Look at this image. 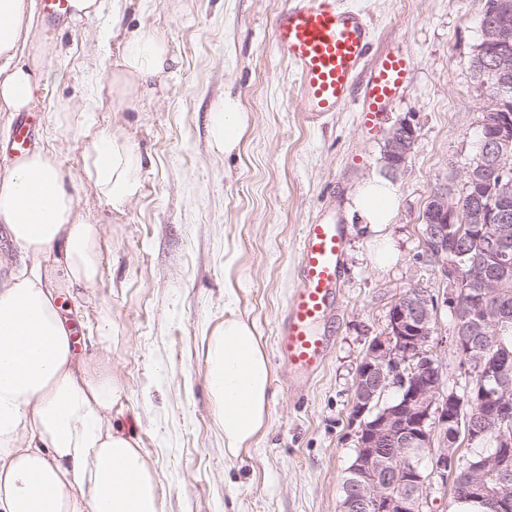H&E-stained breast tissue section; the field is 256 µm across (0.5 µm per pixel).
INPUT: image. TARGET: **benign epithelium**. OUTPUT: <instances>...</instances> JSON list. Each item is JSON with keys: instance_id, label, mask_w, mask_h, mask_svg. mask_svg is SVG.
Wrapping results in <instances>:
<instances>
[{"instance_id": "obj_1", "label": "benign epithelium", "mask_w": 512, "mask_h": 512, "mask_svg": "<svg viewBox=\"0 0 512 512\" xmlns=\"http://www.w3.org/2000/svg\"><path fill=\"white\" fill-rule=\"evenodd\" d=\"M477 66L490 71L496 81L480 80L485 111L495 114L492 134L481 133L479 148L485 162L459 170L466 187H478L493 169L503 185V194L512 186V111L507 95L512 87V5L504 4L494 19L480 25ZM416 140L413 123L403 120L385 140L383 159L390 172L398 174ZM423 244L436 274L445 284L442 297L428 294L412 285L391 305L384 335L375 337L359 366L352 406V426L357 439L356 461L352 467V496L342 512H424L430 478L448 480V464L457 457L456 433L458 396L447 391L442 370L430 348L437 333L441 307L461 311L459 288L466 278L479 288H497L512 276V206L476 205L462 218L477 231L493 232L494 243L485 250L486 261L466 262L465 248H456L457 237L449 235L459 216L455 197L448 188L432 192L424 211ZM454 257H448L449 251ZM477 319L467 311V323L454 329L453 343L461 357H471L493 341L498 332L490 331L489 321L501 322L507 310L489 306L485 296L476 299ZM398 391L390 403L376 402L379 392ZM480 414L490 422L512 418V383L497 379L495 387L482 391ZM429 449L432 468L428 475L418 473L413 454ZM512 436L502 435L497 448L486 460L489 467L512 477ZM470 493L506 503L490 487L485 477L471 480Z\"/></svg>"}]
</instances>
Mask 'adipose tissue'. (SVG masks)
Returning a JSON list of instances; mask_svg holds the SVG:
<instances>
[{
    "instance_id": "ef3b65f1",
    "label": "adipose tissue",
    "mask_w": 512,
    "mask_h": 512,
    "mask_svg": "<svg viewBox=\"0 0 512 512\" xmlns=\"http://www.w3.org/2000/svg\"><path fill=\"white\" fill-rule=\"evenodd\" d=\"M26 0H0V112L29 110L51 80L43 46L30 37ZM116 42L110 104L121 107L165 81L177 59L147 28L102 27ZM244 117L225 97L214 111L212 139L229 151ZM85 138L81 172L113 212L141 191L137 145L98 127L90 107L59 104L54 134ZM398 191L389 179L358 183L347 208L363 225L391 223ZM0 223L27 263L0 287V512H163L156 478L133 441L114 430L112 411L123 389L103 363L77 357L62 315L61 291L90 288L99 277L100 229L79 215L54 152L37 149L0 176ZM272 367L254 326L224 310L212 336L207 382L224 425V449L249 446L269 417Z\"/></svg>"
}]
</instances>
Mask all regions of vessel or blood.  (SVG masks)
<instances>
[{
    "label": "vessel or blood",
    "mask_w": 512,
    "mask_h": 512,
    "mask_svg": "<svg viewBox=\"0 0 512 512\" xmlns=\"http://www.w3.org/2000/svg\"><path fill=\"white\" fill-rule=\"evenodd\" d=\"M41 10L45 23L59 24L69 14V0H41ZM273 38L300 79L303 111L314 119L354 102L366 123H374L410 69L409 58L397 52L367 66L370 26L361 12L339 8L336 0H291L273 22ZM31 141L29 120L21 118L12 160L21 161ZM345 233L344 225L320 221L303 228L298 285L277 332L280 365L298 386L320 372L333 348L326 323L336 311Z\"/></svg>",
    "instance_id": "1"
}]
</instances>
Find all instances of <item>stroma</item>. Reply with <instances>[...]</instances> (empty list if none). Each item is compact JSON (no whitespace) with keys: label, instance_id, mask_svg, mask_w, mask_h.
<instances>
[{"label":"stroma","instance_id":"1","mask_svg":"<svg viewBox=\"0 0 512 512\" xmlns=\"http://www.w3.org/2000/svg\"><path fill=\"white\" fill-rule=\"evenodd\" d=\"M290 0H124L123 24L155 30L177 57L165 86L122 109L106 105L118 51L81 25H32L48 70L62 71L31 108L34 145L53 151L74 181L79 211L100 227L96 285L66 299L83 356L107 362L123 387L113 426L129 435L154 470L164 512H339L340 486L356 437L350 423L358 367L385 333L395 298L417 284H441L423 255V212L432 191L460 188L459 170L475 160L484 101L470 68L485 0H338L364 13L374 31L370 61L391 48L412 69L374 127L356 104L316 122L301 108L299 79L277 51L272 28ZM237 99L246 125L232 153L211 138L212 110ZM96 102L98 124L132 139L144 158L142 189L124 213L112 212L80 179L84 136L53 137L59 100ZM417 140L395 184L400 206L379 229L349 220L347 195L384 174L383 145L397 123ZM347 227L335 346L301 391L281 368L275 338L297 284L304 225ZM387 238L398 255L374 258ZM252 322L272 364L269 418L238 456L224 452V427L206 381L208 343L224 326V291ZM110 312L99 338L101 309ZM441 309L434 353L447 386L471 376Z\"/></svg>","mask_w":512,"mask_h":512}]
</instances>
